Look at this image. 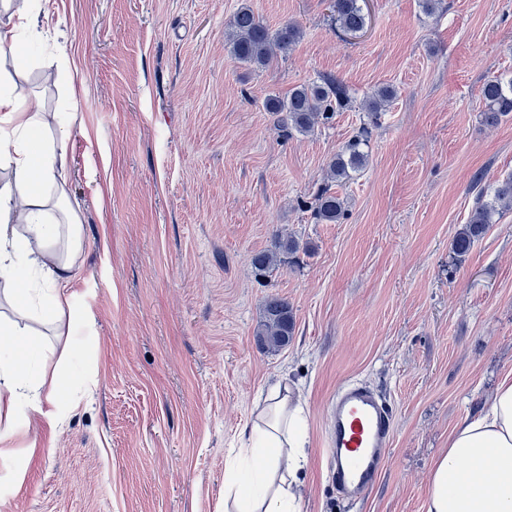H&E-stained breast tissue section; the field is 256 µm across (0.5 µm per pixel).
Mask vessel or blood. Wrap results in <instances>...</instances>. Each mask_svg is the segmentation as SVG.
Returning <instances> with one entry per match:
<instances>
[{"instance_id": "vessel-or-blood-1", "label": "vessel or blood", "mask_w": 512, "mask_h": 512, "mask_svg": "<svg viewBox=\"0 0 512 512\" xmlns=\"http://www.w3.org/2000/svg\"><path fill=\"white\" fill-rule=\"evenodd\" d=\"M393 425L391 412L370 386L339 387L329 405L326 454L342 496L359 499L381 475Z\"/></svg>"}]
</instances>
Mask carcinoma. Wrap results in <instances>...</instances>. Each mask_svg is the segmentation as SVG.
I'll return each instance as SVG.
<instances>
[{
  "instance_id": "cac0c4a2",
  "label": "carcinoma",
  "mask_w": 512,
  "mask_h": 512,
  "mask_svg": "<svg viewBox=\"0 0 512 512\" xmlns=\"http://www.w3.org/2000/svg\"><path fill=\"white\" fill-rule=\"evenodd\" d=\"M362 0H330V11L336 28L345 36L362 32L368 24V14L361 5ZM229 52L233 59L265 67L277 56L286 53L302 36L301 28L286 22L275 30L255 14L246 3L242 4L228 22ZM397 96L392 86H383L366 104L372 115L386 110ZM481 96L485 105L482 112L487 123L496 124L512 114V79H493L484 83ZM350 101L346 86L331 76H323L312 82L299 85L288 92L285 99L271 98L266 102L270 112L282 113L281 128L285 136L296 131L305 134L314 130L319 121L329 122L336 109ZM368 136L360 134L345 141L327 170L328 181L339 186L351 179V173L361 170L368 163ZM483 175L472 177L473 186L479 188L474 212L467 224L453 241L455 258L465 256L474 243L487 231L496 215L512 211V175L503 179L494 188L492 198L485 199L482 188ZM316 219L325 224H336L345 216V200L331 186L320 188L314 198ZM299 242L292 238H278L275 250L260 251L252 256L253 267L264 273L278 268L280 256L298 252ZM295 330L293 309L281 297H269L263 304V320L256 330L257 342L264 348L283 350L291 343Z\"/></svg>"
}]
</instances>
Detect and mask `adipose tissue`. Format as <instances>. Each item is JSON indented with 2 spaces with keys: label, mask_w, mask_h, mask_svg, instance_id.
<instances>
[{
  "label": "adipose tissue",
  "mask_w": 512,
  "mask_h": 512,
  "mask_svg": "<svg viewBox=\"0 0 512 512\" xmlns=\"http://www.w3.org/2000/svg\"><path fill=\"white\" fill-rule=\"evenodd\" d=\"M40 22L29 0L0 24V50H22ZM70 113H47L35 97L0 82V295L14 318L0 326V420L36 412L54 419L57 385L31 372V321L51 317L74 332L71 285L82 248V209L68 193ZM248 444L224 476L218 512H299L300 478L308 464L307 424L287 387L270 388L246 431ZM424 512H512V374L497 383L487 412L462 420L434 460Z\"/></svg>",
  "instance_id": "1"
}]
</instances>
